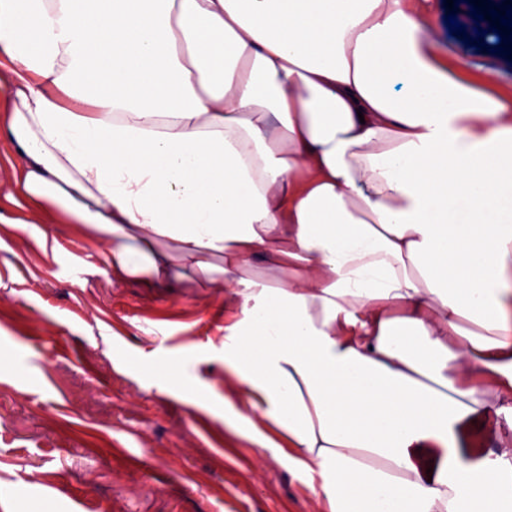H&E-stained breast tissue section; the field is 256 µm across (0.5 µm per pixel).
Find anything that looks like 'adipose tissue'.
Returning a JSON list of instances; mask_svg holds the SVG:
<instances>
[{"label": "adipose tissue", "instance_id": "1", "mask_svg": "<svg viewBox=\"0 0 512 512\" xmlns=\"http://www.w3.org/2000/svg\"><path fill=\"white\" fill-rule=\"evenodd\" d=\"M427 12L0 0L17 238L72 224L112 282L231 290L224 424L323 512H512V108Z\"/></svg>", "mask_w": 512, "mask_h": 512}]
</instances>
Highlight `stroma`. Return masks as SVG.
Listing matches in <instances>:
<instances>
[{
    "mask_svg": "<svg viewBox=\"0 0 512 512\" xmlns=\"http://www.w3.org/2000/svg\"><path fill=\"white\" fill-rule=\"evenodd\" d=\"M434 0L433 52L497 71L512 50L450 33ZM0 223V512H320L317 474L290 471L224 427V292L110 282L70 224L20 251ZM191 381L210 404L159 392Z\"/></svg>",
    "mask_w": 512,
    "mask_h": 512,
    "instance_id": "1",
    "label": "stroma"
}]
</instances>
